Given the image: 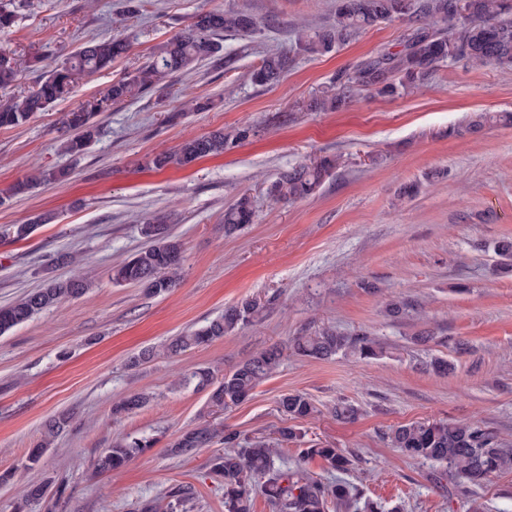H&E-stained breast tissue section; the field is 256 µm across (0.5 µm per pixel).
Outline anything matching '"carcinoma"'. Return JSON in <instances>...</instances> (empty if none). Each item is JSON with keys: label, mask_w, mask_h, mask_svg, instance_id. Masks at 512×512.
<instances>
[{"label": "carcinoma", "mask_w": 512, "mask_h": 512, "mask_svg": "<svg viewBox=\"0 0 512 512\" xmlns=\"http://www.w3.org/2000/svg\"><path fill=\"white\" fill-rule=\"evenodd\" d=\"M413 19L419 25L408 29L403 48L381 53L357 64L350 73L339 72L330 90L314 97L312 111H338L344 108L358 89L380 95H394L428 84L444 63L465 61L476 66L494 63L512 68V0H337L333 23L298 35L296 48L309 55H323L352 42L365 29L396 19ZM257 27L254 17L241 10L202 11L184 29L165 41L141 66L113 82L101 97L82 102L64 115V123L74 135L63 142L69 154L85 152L98 134L95 117L112 105L131 101L141 95L164 93L174 78L190 65L217 56L222 50L224 33L249 35ZM123 39L89 41L54 69L42 73L34 84L19 95L0 100V128L25 124L52 104L67 97L82 76L107 68L127 53ZM295 55L283 52L266 54L250 71L256 85L276 82L294 63ZM20 71L14 58L0 49V90L15 86ZM490 123L512 124V113H476L464 124L448 129V136L463 138L480 133ZM250 135L244 127L232 133L215 131L207 136L184 141L174 152L155 155L149 164L156 169L171 165L186 166ZM339 161L323 157L280 173L269 185L270 202L298 200L313 195ZM64 168L44 170L39 176L14 184L12 193L25 194L40 182L65 180ZM251 198L241 195L224 211L227 231L254 221ZM149 246L113 269L116 283L135 284L153 295H163L176 287L180 279L183 249L180 239L168 231L162 218H147L142 227ZM85 289L79 279H52L14 303L0 308V334L21 325L44 309ZM270 300L252 297L224 309V315L208 324L174 338L167 346L172 353L183 352L213 342L253 323L267 308ZM294 353L312 359L327 360L341 353L360 360L377 359L384 347L365 332L345 336L331 328L314 334L295 336ZM281 350H263L217 380L211 371L201 369L191 375L195 388L209 390L208 403L217 409L228 408L246 400L254 389L279 367ZM148 400L144 393L124 397L113 404L119 416L141 407ZM281 411L291 420H305L317 412L312 399L303 392L286 393L279 399ZM71 416L61 413L45 426L42 439L28 456V469L38 464L44 448L69 425ZM220 437L224 452L211 460V472L224 484V512H251V486L259 483L273 512H385L381 502L364 495L362 489L341 479L323 481L302 467L276 464L278 449L262 436L249 437L229 427L209 423L183 431L169 442L167 451L184 456ZM389 444L413 460L437 467L436 475L450 481L455 491L469 495L490 477L512 472V448L504 445L498 433L477 423L453 421L410 422L390 429ZM154 441L146 437H123L94 461V469L112 472L124 467ZM301 457L323 460L328 468L345 474L354 468L356 459L341 448L329 444H312L300 449ZM193 494L182 485L169 489L157 501L146 502L141 512H190Z\"/></svg>", "instance_id": "cac0c4a2"}]
</instances>
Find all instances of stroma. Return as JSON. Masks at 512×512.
Listing matches in <instances>:
<instances>
[{
  "instance_id": "stroma-1",
  "label": "stroma",
  "mask_w": 512,
  "mask_h": 512,
  "mask_svg": "<svg viewBox=\"0 0 512 512\" xmlns=\"http://www.w3.org/2000/svg\"><path fill=\"white\" fill-rule=\"evenodd\" d=\"M126 0H21L0 48L17 61L14 93L42 68L86 42L126 39L111 68L75 83L69 98L29 122L0 129V307L47 280L81 276L85 294L49 307L0 335V512H135L138 502L190 486L194 512H224V487L210 471L221 440L185 457L167 443L198 425L207 394L183 377L207 368L223 376L258 351H283L279 369L252 395L218 413L243 434L277 437L285 424L282 394L301 391L317 413L300 422L306 440L353 452L348 482L386 508L403 512H469L450 483L435 484L431 464L405 458L384 435L423 420L476 422L512 447V273L497 271L495 242L512 239V127L450 137L449 126L474 112H512V70L466 62L441 65L430 85L394 96L361 91L342 110L312 112L309 101L336 73L401 49L407 21L364 30L324 55L300 54L274 85L248 73L268 51H289L302 27L328 24L336 0H145L124 17ZM244 9L258 23L249 37L225 34L218 58L180 74L166 98L150 93L98 115L99 135L81 155L60 145L64 113L100 96L144 63L157 47L210 9ZM208 97L206 112L183 106ZM252 127L242 144L183 167L152 169L155 154L189 138ZM340 165L315 195L271 204L264 192L277 173L325 156ZM65 168L68 180L14 196L18 180ZM418 192L400 198L403 185ZM255 204L253 223L228 234L224 211L239 196ZM168 218L183 242L181 280L155 296L118 284L112 268L147 246L140 219ZM46 214L24 238L5 228ZM274 302L252 324L209 345L166 353L174 337L251 297ZM403 298L397 318L387 304ZM334 327L368 331L384 356L358 361L295 355L292 337ZM154 358L132 360L144 350ZM448 369L436 371L435 360ZM146 393L141 408L114 416L112 405ZM355 405L356 419L332 413ZM73 420L24 464L46 422ZM125 435L153 438L144 454L112 474L92 464ZM33 480L64 485L61 500H22Z\"/></svg>"
}]
</instances>
